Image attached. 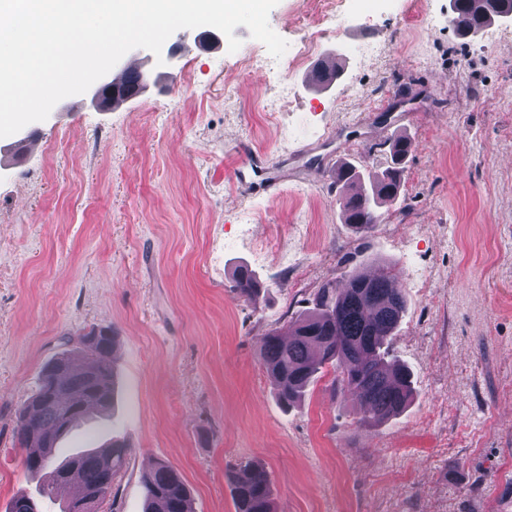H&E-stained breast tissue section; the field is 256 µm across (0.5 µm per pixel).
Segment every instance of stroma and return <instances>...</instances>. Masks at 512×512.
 Returning <instances> with one entry per match:
<instances>
[{"instance_id":"1","label":"stroma","mask_w":512,"mask_h":512,"mask_svg":"<svg viewBox=\"0 0 512 512\" xmlns=\"http://www.w3.org/2000/svg\"><path fill=\"white\" fill-rule=\"evenodd\" d=\"M313 0H279L271 28L289 45ZM449 0L411 15L407 0H344L304 65L240 71L266 54L246 26L174 32L170 62L135 48L148 88L101 108L59 101L31 154L0 157V512L35 493L13 440L15 413L41 369L94 326L119 337L111 416L78 423L56 459L117 442L132 450L112 488L118 512H143L142 472L163 460L184 476L193 512H234L228 468L261 463L277 512H499L512 497V22L475 37ZM343 59L321 92L305 83L323 55ZM287 92V111L272 102ZM414 140L398 197L363 234L344 224L331 162L362 173ZM265 159L280 189L244 185ZM245 265L264 288L234 291ZM396 267L406 309L392 354L413 398L380 426L333 368L284 410L259 340L355 271Z\"/></svg>"}]
</instances>
